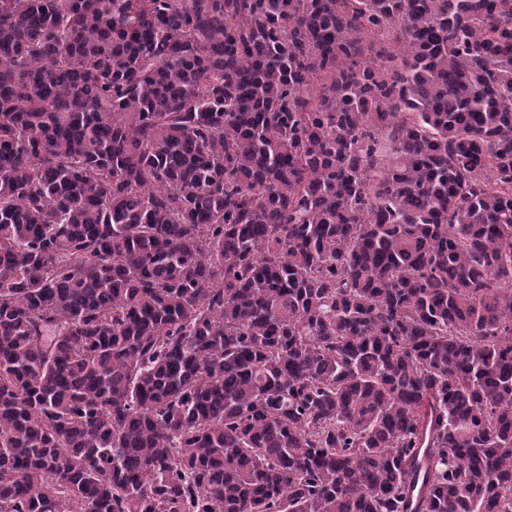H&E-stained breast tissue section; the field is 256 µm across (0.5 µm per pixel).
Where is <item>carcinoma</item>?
Listing matches in <instances>:
<instances>
[{
  "label": "carcinoma",
  "instance_id": "carcinoma-1",
  "mask_svg": "<svg viewBox=\"0 0 512 512\" xmlns=\"http://www.w3.org/2000/svg\"><path fill=\"white\" fill-rule=\"evenodd\" d=\"M0 512H512V0H0Z\"/></svg>",
  "mask_w": 512,
  "mask_h": 512
}]
</instances>
